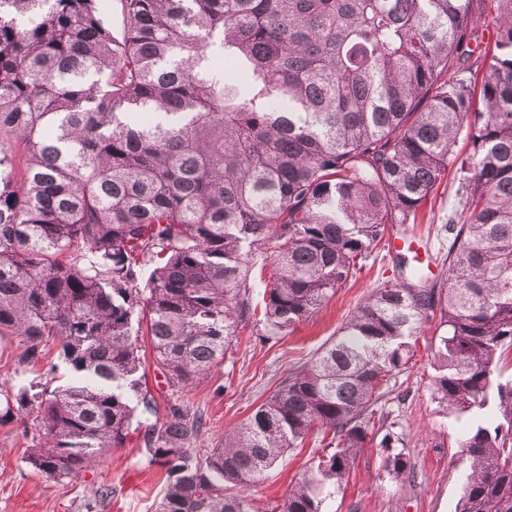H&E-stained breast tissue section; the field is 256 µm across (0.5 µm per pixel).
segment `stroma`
<instances>
[{
    "instance_id": "obj_1",
    "label": "stroma",
    "mask_w": 512,
    "mask_h": 512,
    "mask_svg": "<svg viewBox=\"0 0 512 512\" xmlns=\"http://www.w3.org/2000/svg\"><path fill=\"white\" fill-rule=\"evenodd\" d=\"M456 188V173L448 171L417 216L414 231L436 254L448 251L443 226L456 205ZM397 279L391 261H369L288 335L270 334L260 325L239 326L232 355L210 375L175 394L156 369L149 337H140L146 383L156 400L154 410L139 416L141 431L133 433L124 447L111 449L97 466L79 477L56 482L23 463L31 440L23 433L21 419L0 423V512H156L165 474L147 461L143 429L164 421L170 406L178 404L204 419L196 447H216L223 442L225 430L245 420L289 370L303 365L335 338L373 289ZM435 334L434 325H426L416 341L409 368L385 388L384 410L405 440L404 452L414 467L415 481L403 482L388 475L380 449L369 445L357 457L349 478L326 498L324 512H454L468 467L458 445L463 422L441 410L433 396L431 344ZM17 355L14 342L0 340L2 391L13 393L30 383L52 389L70 378L65 365L53 371L44 362L26 367L18 364ZM320 440L319 434H310L249 488L253 512H275L290 487L315 465ZM104 485L111 488L112 495L101 501L97 491Z\"/></svg>"
}]
</instances>
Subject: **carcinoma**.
Segmentation results:
<instances>
[{
    "label": "carcinoma",
    "instance_id": "carcinoma-1",
    "mask_svg": "<svg viewBox=\"0 0 512 512\" xmlns=\"http://www.w3.org/2000/svg\"><path fill=\"white\" fill-rule=\"evenodd\" d=\"M499 2L484 53L480 0H112L117 35L100 0H0V337L21 365L51 342L71 372L3 395L0 422L30 419L26 466L72 479L152 409L134 323L184 389L239 324L286 335L317 312L452 167L439 284L397 256L402 281L374 289L221 447L193 448L202 418L174 405L145 451L166 474L159 512H251L224 486L254 485L315 430L323 454L279 512H322L377 435L385 470L411 483L379 402L435 320V399L469 419L455 512H512V379L498 370L512 352V0Z\"/></svg>",
    "mask_w": 512,
    "mask_h": 512
}]
</instances>
